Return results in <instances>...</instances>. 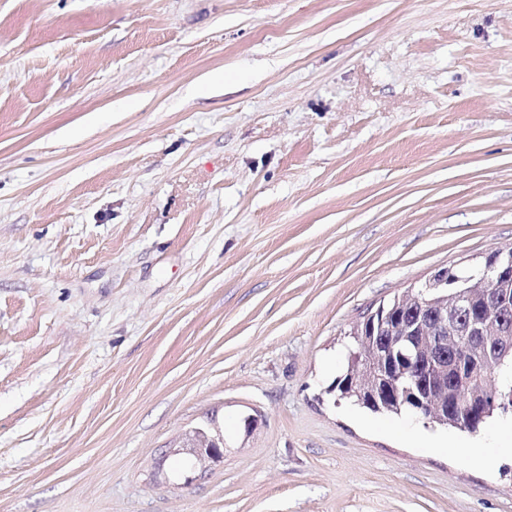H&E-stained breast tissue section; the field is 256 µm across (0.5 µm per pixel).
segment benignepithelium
Segmentation results:
<instances>
[{
	"label": "benign epithelium",
	"mask_w": 512,
	"mask_h": 512,
	"mask_svg": "<svg viewBox=\"0 0 512 512\" xmlns=\"http://www.w3.org/2000/svg\"><path fill=\"white\" fill-rule=\"evenodd\" d=\"M495 263L485 270L481 280L484 285L483 295L486 300V313L480 318L468 315L470 307V279L457 278L448 282V275L433 277L412 297L411 302L417 311L414 324H401L390 329L394 336L390 346L397 344L404 348L412 344V334H417V347L413 353H427L428 365L423 374L430 378L443 381L454 365L445 363L449 342L464 347L473 356L467 369L456 372L452 383L463 388L472 384L478 389L469 403L464 418L472 420L476 415L485 412L488 405L496 402L497 393L484 391V384L493 370V361H501V357L512 353V300L508 291L512 284L503 276V272L512 269V246L495 250ZM453 290H448V287ZM421 376L403 372L385 392L395 397L413 392L414 386ZM443 392V387H431L424 398L416 402V409L424 417H429L436 406V397ZM189 453L218 463L223 459V446L217 439L211 442L194 444Z\"/></svg>",
	"instance_id": "benign-epithelium-1"
}]
</instances>
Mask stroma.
Returning a JSON list of instances; mask_svg holds the SVG:
<instances>
[{
  "mask_svg": "<svg viewBox=\"0 0 512 512\" xmlns=\"http://www.w3.org/2000/svg\"><path fill=\"white\" fill-rule=\"evenodd\" d=\"M509 245L512 0H0V512H512L511 421L328 392Z\"/></svg>",
  "mask_w": 512,
  "mask_h": 512,
  "instance_id": "stroma-1",
  "label": "stroma"
}]
</instances>
